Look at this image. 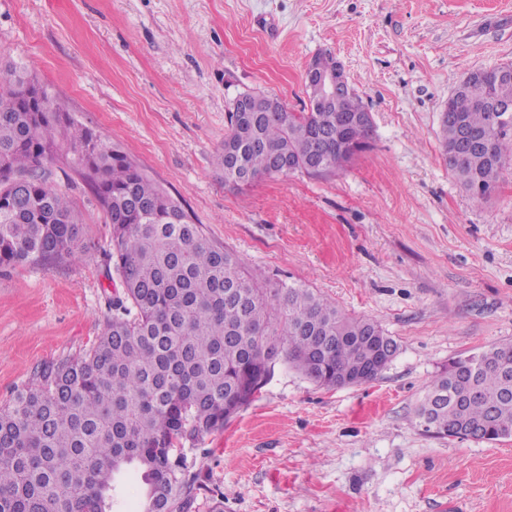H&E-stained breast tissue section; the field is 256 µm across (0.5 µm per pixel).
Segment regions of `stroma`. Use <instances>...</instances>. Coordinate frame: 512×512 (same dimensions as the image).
Instances as JSON below:
<instances>
[{
  "mask_svg": "<svg viewBox=\"0 0 512 512\" xmlns=\"http://www.w3.org/2000/svg\"><path fill=\"white\" fill-rule=\"evenodd\" d=\"M322 51L372 115L368 148L331 175L226 185L232 100L262 91L302 111ZM0 55L267 286L312 289L397 344L357 386L278 362L189 451L193 512L217 495L224 512H512V437L443 438L415 417L449 362L512 343V154L479 199L439 138L463 76L512 63V0H0ZM44 175L84 224L71 258L0 269V408L43 365L85 353L122 290L105 277L111 227L67 149Z\"/></svg>",
  "mask_w": 512,
  "mask_h": 512,
  "instance_id": "obj_1",
  "label": "stroma"
}]
</instances>
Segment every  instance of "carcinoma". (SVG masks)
Segmentation results:
<instances>
[{
  "label": "carcinoma",
  "mask_w": 512,
  "mask_h": 512,
  "mask_svg": "<svg viewBox=\"0 0 512 512\" xmlns=\"http://www.w3.org/2000/svg\"><path fill=\"white\" fill-rule=\"evenodd\" d=\"M305 88L306 112L261 91L257 120L228 109L217 156L224 182L249 186L275 174L281 159L301 173L330 174L336 141H346L352 157L368 145L373 122L347 124L357 95L325 104L314 83ZM491 95L512 100V81L491 86L468 73L440 122L448 167L485 197L505 164L512 115L490 131V154L461 155L455 141L459 121L487 127L483 103ZM65 121L25 66L0 63V268L73 253L82 215L41 174ZM68 149L111 224L105 277H118L123 296L112 300V319L89 350L43 366L36 384L0 409V512H112L116 478L130 466L146 485L141 512H191L199 474L184 443L224 427L232 405L249 404L275 357L320 386H336L339 375L374 357L366 336L379 324L348 317L292 283L264 287L94 130L75 128ZM416 418L443 438L476 427L490 442L511 437L512 344L450 362Z\"/></svg>",
  "instance_id": "cac0c4a2"
}]
</instances>
